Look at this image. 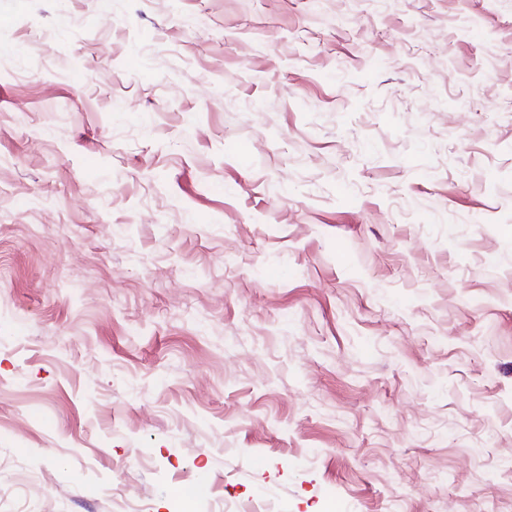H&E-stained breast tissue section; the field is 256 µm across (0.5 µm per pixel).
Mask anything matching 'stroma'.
I'll list each match as a JSON object with an SVG mask.
<instances>
[{
    "mask_svg": "<svg viewBox=\"0 0 512 512\" xmlns=\"http://www.w3.org/2000/svg\"><path fill=\"white\" fill-rule=\"evenodd\" d=\"M512 512V0H0V512Z\"/></svg>",
    "mask_w": 512,
    "mask_h": 512,
    "instance_id": "35a3bbf8",
    "label": "stroma"
}]
</instances>
